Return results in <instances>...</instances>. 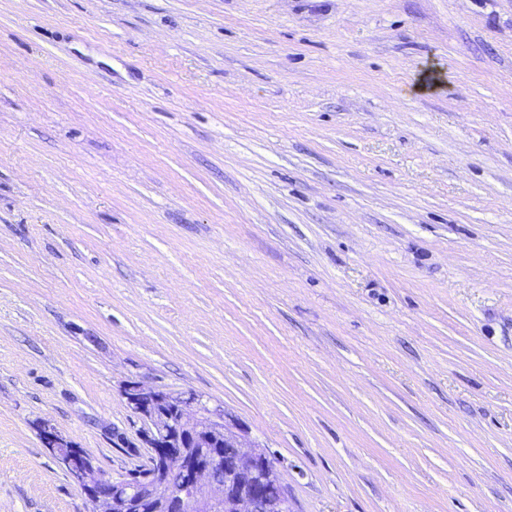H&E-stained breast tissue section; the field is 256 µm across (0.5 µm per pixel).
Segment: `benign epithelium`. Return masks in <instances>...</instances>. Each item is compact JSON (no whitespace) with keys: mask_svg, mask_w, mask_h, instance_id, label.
<instances>
[{"mask_svg":"<svg viewBox=\"0 0 512 512\" xmlns=\"http://www.w3.org/2000/svg\"><path fill=\"white\" fill-rule=\"evenodd\" d=\"M122 396L150 425L144 442L155 470L146 481L114 479L68 437L50 427L40 430L43 446L84 493L88 512H293L275 469L251 467L266 456L246 442L244 428L224 406L135 380Z\"/></svg>","mask_w":512,"mask_h":512,"instance_id":"7a95c632","label":"benign epithelium"}]
</instances>
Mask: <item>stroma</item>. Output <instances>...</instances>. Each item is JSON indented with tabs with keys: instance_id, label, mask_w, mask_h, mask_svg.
Instances as JSON below:
<instances>
[{
	"instance_id": "obj_1",
	"label": "stroma",
	"mask_w": 512,
	"mask_h": 512,
	"mask_svg": "<svg viewBox=\"0 0 512 512\" xmlns=\"http://www.w3.org/2000/svg\"><path fill=\"white\" fill-rule=\"evenodd\" d=\"M131 380L296 512H512V0H0V512Z\"/></svg>"
}]
</instances>
